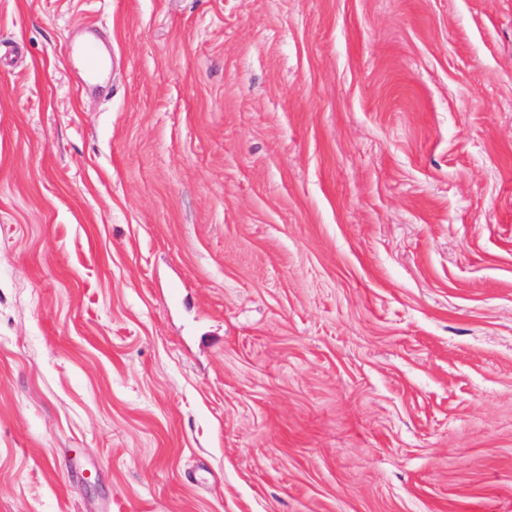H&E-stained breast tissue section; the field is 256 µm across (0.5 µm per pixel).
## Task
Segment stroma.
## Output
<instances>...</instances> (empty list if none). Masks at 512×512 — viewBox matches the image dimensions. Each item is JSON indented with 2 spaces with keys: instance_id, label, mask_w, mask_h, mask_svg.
<instances>
[{
  "instance_id": "obj_1",
  "label": "stroma",
  "mask_w": 512,
  "mask_h": 512,
  "mask_svg": "<svg viewBox=\"0 0 512 512\" xmlns=\"http://www.w3.org/2000/svg\"><path fill=\"white\" fill-rule=\"evenodd\" d=\"M0 512H512V0H0ZM69 55H75L80 60L83 73L88 83L91 84L100 78L104 63L95 45L87 44L74 51L70 50Z\"/></svg>"
}]
</instances>
